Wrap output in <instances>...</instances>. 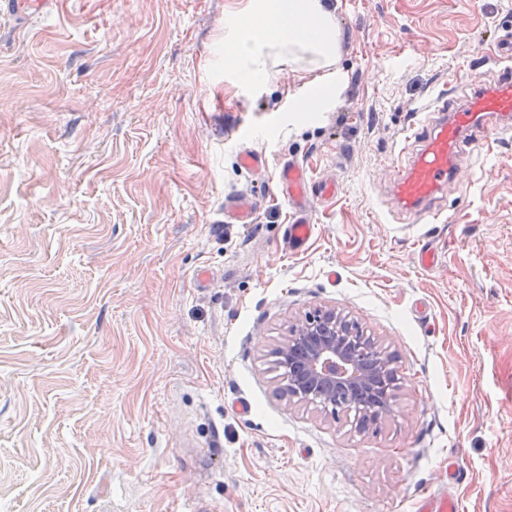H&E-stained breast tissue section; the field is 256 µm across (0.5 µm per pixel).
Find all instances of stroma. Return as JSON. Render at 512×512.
Returning <instances> with one entry per match:
<instances>
[{"mask_svg":"<svg viewBox=\"0 0 512 512\" xmlns=\"http://www.w3.org/2000/svg\"><path fill=\"white\" fill-rule=\"evenodd\" d=\"M242 2L0 13V512H413L452 462L460 512H512V121L466 131L428 223L390 181L438 96L507 64L512 0H338L345 88L305 123V68L225 72ZM288 161L339 184L298 253ZM319 307L398 358L377 429L279 392Z\"/></svg>","mask_w":512,"mask_h":512,"instance_id":"35a3bbf8","label":"stroma"}]
</instances>
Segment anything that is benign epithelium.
<instances>
[{
  "label": "benign epithelium",
  "mask_w": 512,
  "mask_h": 512,
  "mask_svg": "<svg viewBox=\"0 0 512 512\" xmlns=\"http://www.w3.org/2000/svg\"><path fill=\"white\" fill-rule=\"evenodd\" d=\"M284 368L282 394L290 400L318 403L337 419L336 389L377 393L368 411L374 423L392 411L394 385L377 392L378 382L397 375L396 357L363 336L334 307L317 308L297 318L287 339L275 349Z\"/></svg>",
  "instance_id": "1"
}]
</instances>
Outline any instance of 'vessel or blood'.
Wrapping results in <instances>:
<instances>
[{
  "label": "vessel or blood",
  "mask_w": 512,
  "mask_h": 512,
  "mask_svg": "<svg viewBox=\"0 0 512 512\" xmlns=\"http://www.w3.org/2000/svg\"><path fill=\"white\" fill-rule=\"evenodd\" d=\"M54 0H0V12L27 16L50 11ZM433 117L422 121L410 133L412 163L408 169L394 170L392 187L412 217L430 213V203L440 187L456 177L459 167L452 159L458 156L463 142V126H477L481 118L512 112V67L495 73L493 80L475 85L465 104L449 107L440 99ZM277 191L292 207L286 228L288 247L300 252L310 242L315 224L312 203L335 198L337 187L332 182H316L302 165L288 162L278 172ZM415 512H459V501L449 491L421 493L415 498Z\"/></svg>",
  "instance_id": "1"
}]
</instances>
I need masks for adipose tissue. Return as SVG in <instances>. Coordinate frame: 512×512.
<instances>
[{
	"label": "adipose tissue",
	"mask_w": 512,
	"mask_h": 512,
	"mask_svg": "<svg viewBox=\"0 0 512 512\" xmlns=\"http://www.w3.org/2000/svg\"><path fill=\"white\" fill-rule=\"evenodd\" d=\"M339 32L329 0H247L224 21V67L241 83L268 79L279 63H307L315 75L295 100L298 117L319 112L342 91Z\"/></svg>",
	"instance_id": "ef3b65f1"
}]
</instances>
